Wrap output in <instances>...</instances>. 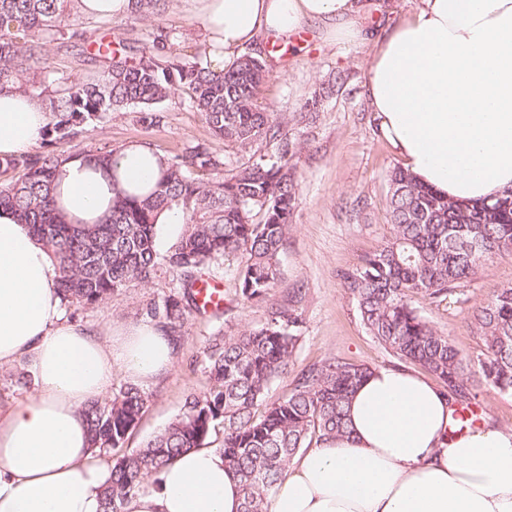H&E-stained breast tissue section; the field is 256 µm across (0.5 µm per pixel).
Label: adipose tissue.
Masks as SVG:
<instances>
[{
	"instance_id": "obj_1",
	"label": "adipose tissue",
	"mask_w": 512,
	"mask_h": 512,
	"mask_svg": "<svg viewBox=\"0 0 512 512\" xmlns=\"http://www.w3.org/2000/svg\"><path fill=\"white\" fill-rule=\"evenodd\" d=\"M209 58L231 65L259 37L308 25L353 42L369 0H192ZM366 92L406 170L454 201L512 189V0H418L375 36ZM48 122L45 103L0 89V157L27 152ZM116 169L73 157L55 177L66 220L96 224L112 178L154 182L160 155L131 143ZM48 250L0 209V367L26 362L37 390L0 411V512H103L110 469L90 446L83 407L108 395L114 370L147 385L173 366L156 322L94 331L68 321ZM349 435L298 455L268 512H512V432L459 428L443 390L401 368L375 369L352 394ZM239 479L218 448L175 457L124 512H241Z\"/></svg>"
}]
</instances>
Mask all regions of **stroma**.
<instances>
[{"label": "stroma", "mask_w": 512, "mask_h": 512, "mask_svg": "<svg viewBox=\"0 0 512 512\" xmlns=\"http://www.w3.org/2000/svg\"><path fill=\"white\" fill-rule=\"evenodd\" d=\"M83 27L91 39L105 35L141 46L148 39L151 23L129 15L88 18ZM258 45L270 52L269 78L258 104L264 111L286 115L283 131L296 148L292 162L299 180L298 199L293 231L281 255L283 277L268 301L247 303L238 297L231 279L244 256L209 270V277L224 290V304L190 317L174 350L172 370L145 387L150 399L126 441L130 448L142 447L180 412L188 394L205 389L203 350L209 337L261 326L274 304L296 302L304 327L288 375L270 385L268 401L281 398L293 376L332 356L374 368L397 363L366 331L355 302L338 278L341 270L357 266L377 250L392 231L387 176L401 159L382 135L366 96L372 46L330 41L314 24L283 49H272L265 39ZM46 50L56 76L72 84L95 79L106 68L67 39L48 42ZM339 74L346 77L342 88L326 98L319 111H308L306 103L313 92L328 87ZM209 136L204 120L178 92L166 102L160 126L145 127L129 111L111 112L87 122L65 141L44 132L32 151L92 154L117 151L136 141L171 156ZM507 283H512V257L484 267L469 288L468 303L451 307L419 296L414 305L463 354L476 355L482 341L469 326V309ZM172 285V273L164 271L150 284H129L111 302L67 308L65 316L93 329L123 331L143 321L147 304L160 301ZM476 389L479 423L512 431V395L482 382Z\"/></svg>", "instance_id": "stroma-1"}]
</instances>
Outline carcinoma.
<instances>
[{
	"label": "carcinoma",
	"mask_w": 512,
	"mask_h": 512,
	"mask_svg": "<svg viewBox=\"0 0 512 512\" xmlns=\"http://www.w3.org/2000/svg\"><path fill=\"white\" fill-rule=\"evenodd\" d=\"M73 0H0V87H16L48 100L59 141L87 120L130 109L147 127L163 121L164 104L183 91L212 136L249 155L238 163L198 140L164 158L145 193L112 176V211L99 224L78 227L57 209L53 182L70 158L53 151L0 160V172L17 177L0 184V208L10 209L52 252L56 288L67 306H93L118 296L127 284L151 283L166 268L178 284L145 309L180 340L200 311L194 288L202 270L242 253L234 275L245 302L268 299L282 277L280 253L291 234L298 193L293 147L284 119L256 104L266 78L261 54L245 53L224 70L207 59V47L171 51L166 27L155 25L150 44L118 47L84 37ZM161 0H131L135 16L161 11ZM83 40L82 50L110 62L103 75L59 92L40 80L49 61L45 44L58 36ZM393 234L361 263L338 273L368 333L401 362L417 364L440 380L457 411L477 416L475 381L512 393V284L492 291L469 315L481 337L476 357L464 356L413 305L423 296L464 304L468 286L488 263L512 257V192L473 202L442 197L397 166L388 177ZM182 212L184 230L166 254L158 251V216ZM302 312L271 308L265 323L210 337L204 347L209 389L188 396L181 411L141 448H124L149 395L128 384L85 405L91 447L112 455L103 512H124L125 502L148 488L151 477L180 453L205 448L223 431L225 464L239 477L242 512H267L268 498L298 453L348 433L346 407L372 369L329 358L296 377L288 393L268 403L270 384L286 371L301 338Z\"/></svg>",
	"instance_id": "carcinoma-1"
}]
</instances>
